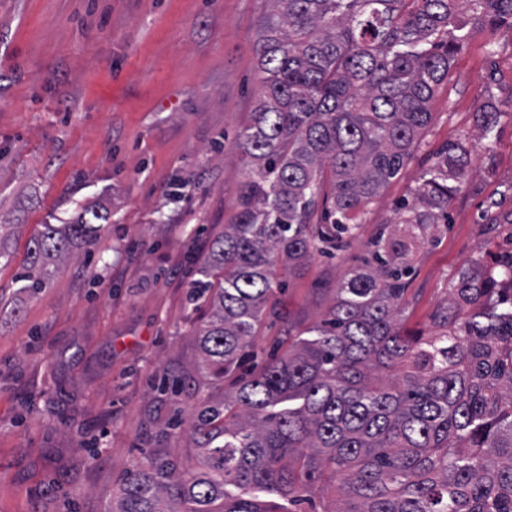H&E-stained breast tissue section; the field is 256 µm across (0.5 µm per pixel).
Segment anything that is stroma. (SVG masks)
I'll use <instances>...</instances> for the list:
<instances>
[{"label":"stroma","mask_w":512,"mask_h":512,"mask_svg":"<svg viewBox=\"0 0 512 512\" xmlns=\"http://www.w3.org/2000/svg\"><path fill=\"white\" fill-rule=\"evenodd\" d=\"M267 0H0V220L21 217L0 267V512H107L142 454L180 468L179 422L208 391L187 298L195 259L237 210L235 143L259 85ZM507 108L476 140L486 89ZM398 178L335 257L315 255L272 299L253 345L265 361L330 305L337 281L394 222L444 144L468 139L447 223L415 250L408 329L432 315L468 262L493 254L512 216V24L475 32L430 103ZM86 208L111 216L40 294L17 276L29 240Z\"/></svg>","instance_id":"35a3bbf8"}]
</instances>
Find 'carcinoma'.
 Masks as SVG:
<instances>
[{"label": "carcinoma", "mask_w": 512, "mask_h": 512, "mask_svg": "<svg viewBox=\"0 0 512 512\" xmlns=\"http://www.w3.org/2000/svg\"><path fill=\"white\" fill-rule=\"evenodd\" d=\"M268 3L259 99L238 133L247 177L188 294L211 304L197 336L214 390L188 425L200 466L148 455L108 512H293L322 481L337 490L331 512H512V264L472 263L436 309L434 335L402 327L413 246L448 219L467 177L463 141L425 170L398 207L401 228L371 240L309 337L237 375L283 272L356 235L357 215L417 147L469 21L512 19V0ZM499 114L491 100L480 108L478 139ZM108 221L87 210L43 225L24 287L41 292L49 267Z\"/></svg>", "instance_id": "1"}]
</instances>
